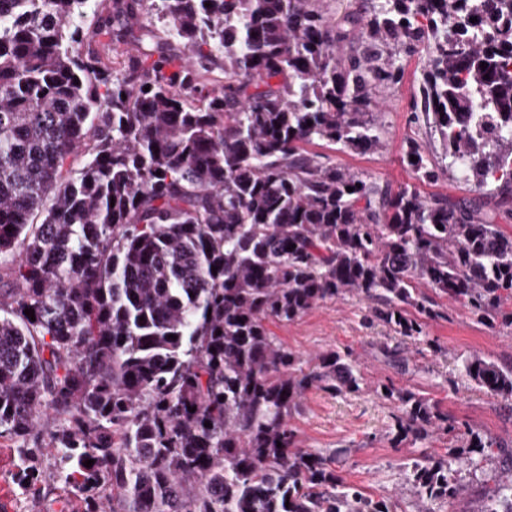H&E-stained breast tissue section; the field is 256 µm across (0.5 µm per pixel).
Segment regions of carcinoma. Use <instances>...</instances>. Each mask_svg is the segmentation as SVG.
<instances>
[{
    "mask_svg": "<svg viewBox=\"0 0 512 512\" xmlns=\"http://www.w3.org/2000/svg\"><path fill=\"white\" fill-rule=\"evenodd\" d=\"M90 12L92 36L136 43L148 66L118 71L92 48ZM351 40L360 50L341 55ZM422 46L420 111L469 198L394 190L308 149H384L373 92ZM211 60L224 61L218 87ZM403 159L421 182L442 171L417 142ZM502 220L512 0H382L368 19L324 0H111L104 16L98 0H0V430L19 481L48 453L83 512L104 496L112 512H395L290 427L308 390L368 387L355 354L303 359L267 323L351 294L413 341L439 298L512 331ZM462 372L512 401V367L472 354ZM372 390L395 407L398 446L499 447L417 392ZM449 469L405 464L417 512L467 494ZM482 512H512V462Z\"/></svg>",
    "mask_w": 512,
    "mask_h": 512,
    "instance_id": "1",
    "label": "carcinoma"
}]
</instances>
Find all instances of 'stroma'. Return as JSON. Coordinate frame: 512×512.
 Wrapping results in <instances>:
<instances>
[{"label":"stroma","mask_w":512,"mask_h":512,"mask_svg":"<svg viewBox=\"0 0 512 512\" xmlns=\"http://www.w3.org/2000/svg\"><path fill=\"white\" fill-rule=\"evenodd\" d=\"M403 78L394 86L379 88V125L387 150L358 154L327 149L333 163L362 173L380 183L416 186L426 198L469 197L462 179L441 174L437 181L418 182L403 159L407 141L419 142L426 156L441 162L444 147L440 135L429 128L416 107L420 98L426 55L418 51L401 55ZM444 317L428 321L424 342L403 341L417 368L401 373L384 359V345L394 344V333L371 320L365 300L345 297L322 302L290 323H273L270 329L288 350L307 356L326 350H350L357 355L369 381H389L396 387L420 392L453 415L470 430L489 436L512 449V404L494 398L459 373L463 357L478 353L501 365L512 366V335L476 323L460 306L444 304ZM391 403L373 391L336 397L313 389L306 393L292 424L302 447L331 453L332 467L344 480L361 486L375 499L393 495L405 480L408 459L423 455H447L448 441L393 447L390 436ZM20 458L10 437H0V512H83L81 502L68 494L62 480L52 478V458H45L44 478L25 488L17 480ZM469 487L468 495L454 505L456 512H481L492 497L494 484L487 475L491 462L471 465L468 459L453 461Z\"/></svg>","instance_id":"stroma-1"}]
</instances>
